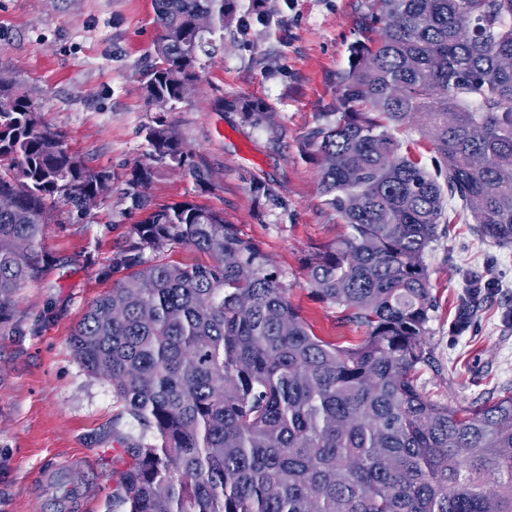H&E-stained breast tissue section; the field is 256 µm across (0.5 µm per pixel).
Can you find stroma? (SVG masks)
Wrapping results in <instances>:
<instances>
[{"instance_id": "obj_1", "label": "stroma", "mask_w": 512, "mask_h": 512, "mask_svg": "<svg viewBox=\"0 0 512 512\" xmlns=\"http://www.w3.org/2000/svg\"><path fill=\"white\" fill-rule=\"evenodd\" d=\"M374 0H237L234 20L212 36L197 89L167 112L151 109L140 81L161 33L151 0H0V69L27 95L41 122L112 183L90 212L57 205L37 271L20 289L10 328L0 331V512H120L115 433L139 437L109 383L90 375L70 337L91 303L125 271L115 259L136 239L144 211L125 198L135 167L152 177L150 206L193 201L221 212L270 257L291 303L313 332L336 344L365 334L338 306L311 296L306 259L348 231L323 203L308 132L335 111ZM264 103L242 122L219 100ZM172 126L198 182L150 155L146 129ZM275 188L282 207L262 204L253 180ZM435 301L427 324L433 354L417 384L429 399L468 406L512 389V246L483 238L476 224H442L424 257ZM487 281L467 331L454 332L465 279Z\"/></svg>"}]
</instances>
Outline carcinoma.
Segmentation results:
<instances>
[{"label":"carcinoma","instance_id":"cac0c4a2","mask_svg":"<svg viewBox=\"0 0 512 512\" xmlns=\"http://www.w3.org/2000/svg\"><path fill=\"white\" fill-rule=\"evenodd\" d=\"M352 48L339 118L313 128L325 203L349 232L314 252L313 296L367 328L342 347L315 335L267 254L224 215L194 202L163 205L117 259L130 270L74 329L83 367L112 385L140 438L119 436L124 512H512V390L473 407L426 398L434 304L424 255L438 226L472 218L512 244V0H374ZM162 34L145 69L147 97L181 101L200 55L201 14L221 30L235 0H152ZM30 99L0 89V325L33 275L56 200L81 210L109 177L38 124ZM431 142L433 167L392 130ZM151 151L188 157L165 124ZM151 172L135 169L127 195ZM256 197L282 205L268 184ZM462 210L445 215L444 198ZM184 242L212 262L146 263ZM456 331L470 323L469 278Z\"/></svg>","mask_w":512,"mask_h":512}]
</instances>
